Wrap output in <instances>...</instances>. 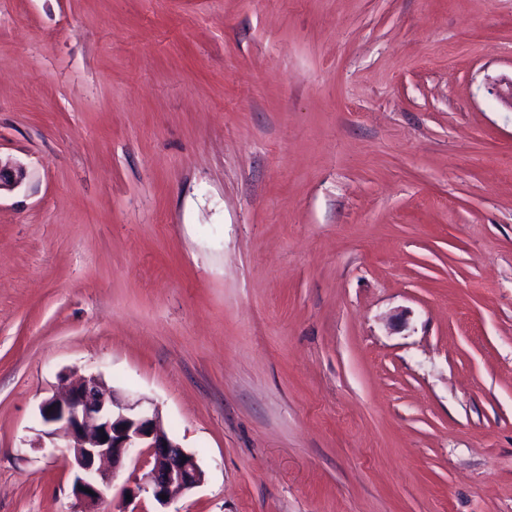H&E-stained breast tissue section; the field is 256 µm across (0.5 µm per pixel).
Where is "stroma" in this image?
Instances as JSON below:
<instances>
[{"label": "stroma", "mask_w": 512, "mask_h": 512, "mask_svg": "<svg viewBox=\"0 0 512 512\" xmlns=\"http://www.w3.org/2000/svg\"><path fill=\"white\" fill-rule=\"evenodd\" d=\"M512 0H0V512L62 377L169 512H512ZM143 402L122 401L99 377L91 375L75 382L64 396L40 403L45 428L42 437L53 443L61 436L65 446L46 447L40 442L30 448H67L62 462L73 476L72 492L83 504L82 512H96L97 506L112 501L114 480L136 450L141 476L133 488L125 490L133 496L145 493L166 508L173 495L203 482L204 472L196 456L167 435L158 410L150 411Z\"/></svg>", "instance_id": "obj_1"}]
</instances>
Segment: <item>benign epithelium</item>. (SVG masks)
<instances>
[{"label":"benign epithelium","instance_id":"obj_1","mask_svg":"<svg viewBox=\"0 0 512 512\" xmlns=\"http://www.w3.org/2000/svg\"><path fill=\"white\" fill-rule=\"evenodd\" d=\"M25 177L22 166L0 161V190ZM39 415L42 437L65 440L62 462L73 476L72 492L82 512H97L112 498L114 480L134 453L141 476L127 493H145L162 508L204 480L196 456L167 435L157 409L141 400L122 401L95 375L79 379L62 397L44 399Z\"/></svg>","mask_w":512,"mask_h":512}]
</instances>
